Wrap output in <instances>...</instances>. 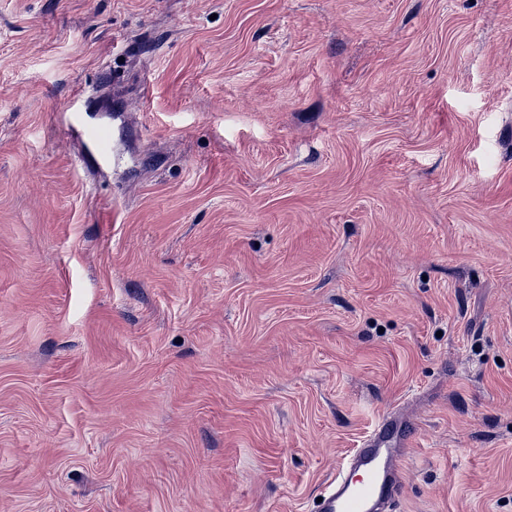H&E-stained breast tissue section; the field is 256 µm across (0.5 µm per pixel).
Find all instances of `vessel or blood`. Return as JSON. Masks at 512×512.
<instances>
[{
	"instance_id": "1",
	"label": "vessel or blood",
	"mask_w": 512,
	"mask_h": 512,
	"mask_svg": "<svg viewBox=\"0 0 512 512\" xmlns=\"http://www.w3.org/2000/svg\"><path fill=\"white\" fill-rule=\"evenodd\" d=\"M64 121L82 148V159L99 162L108 157L107 129L88 125L77 104H70ZM414 434L415 425L408 418H381L327 485L317 512H383L392 505L404 479L401 451L411 446Z\"/></svg>"
}]
</instances>
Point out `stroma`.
Here are the masks:
<instances>
[{
    "label": "stroma",
    "instance_id": "stroma-1",
    "mask_svg": "<svg viewBox=\"0 0 512 512\" xmlns=\"http://www.w3.org/2000/svg\"><path fill=\"white\" fill-rule=\"evenodd\" d=\"M397 411L512 512V0H0V512H316ZM78 98H73L65 110L68 113L63 114L65 125L82 148L81 159L99 163L109 155L110 136L105 127L91 126L84 121L83 111L77 105Z\"/></svg>",
    "mask_w": 512,
    "mask_h": 512
}]
</instances>
